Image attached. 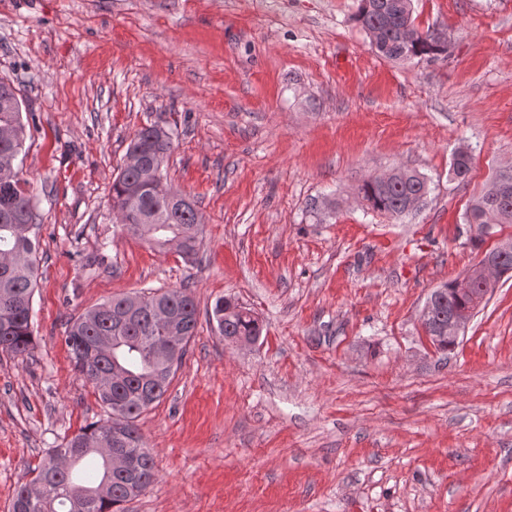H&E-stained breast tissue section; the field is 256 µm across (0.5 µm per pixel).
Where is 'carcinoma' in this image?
<instances>
[{
	"label": "carcinoma",
	"instance_id": "1",
	"mask_svg": "<svg viewBox=\"0 0 512 512\" xmlns=\"http://www.w3.org/2000/svg\"><path fill=\"white\" fill-rule=\"evenodd\" d=\"M360 27L380 33L376 51L391 60L436 59L447 47L439 33L426 31L408 42L412 11L402 0H361L355 16ZM29 124L24 122L16 87L0 77V352L22 359L34 348L32 300L38 278L39 240L35 197L19 177V157L25 152ZM175 129L158 120L138 129L112 181V213L121 229L153 249H174L187 263L198 260L202 224L197 202L184 204L171 194L167 182L142 180L145 169L164 165ZM471 158L455 153L452 173L467 180ZM428 193L427 179L402 168L387 181L368 178L359 194L368 209L392 218L413 211L418 194ZM466 222L475 229L469 244L481 248L498 224H512V169L499 172L474 199ZM499 266L498 275L512 271V253L484 252ZM480 275L468 277L472 292L460 293L455 279L433 291L425 318L426 335L441 351L458 345L448 340L453 313L473 309L472 293L481 291ZM199 312L187 287L117 297L71 321L65 330L73 369L91 383L108 413L47 452L21 484L10 512H122L121 505L146 491L156 480L154 459L137 427L141 414L160 401L196 335ZM221 336L258 341L263 326L238 302L220 298L210 313Z\"/></svg>",
	"mask_w": 512,
	"mask_h": 512
}]
</instances>
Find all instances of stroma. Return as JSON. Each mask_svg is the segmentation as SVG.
<instances>
[{"instance_id": "35a3bbf8", "label": "stroma", "mask_w": 512, "mask_h": 512, "mask_svg": "<svg viewBox=\"0 0 512 512\" xmlns=\"http://www.w3.org/2000/svg\"><path fill=\"white\" fill-rule=\"evenodd\" d=\"M359 0H0V75L31 117L35 349L0 352V512L48 449L104 418L68 321L189 286L197 334L138 427L157 480L126 512H512V273L438 351L430 293L480 259L465 214L512 167V0H413L447 57H381ZM166 117L163 168L202 216L197 264L113 221L136 130ZM471 157L467 184L450 170ZM406 167L401 218L357 188ZM263 322L236 347L209 314ZM210 317L212 322H216V329L220 336H244L254 342L262 336L263 326L259 319L231 298H219L215 302Z\"/></svg>"}]
</instances>
